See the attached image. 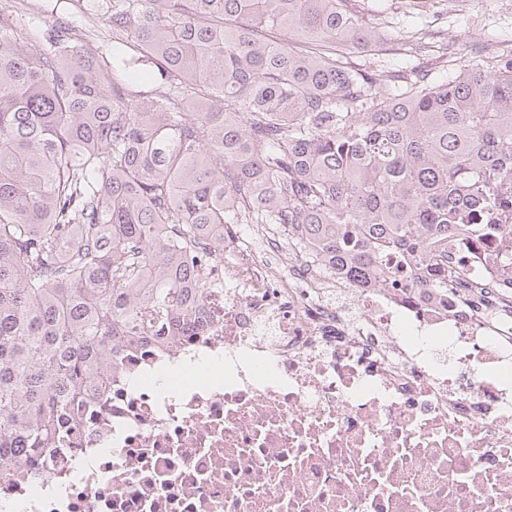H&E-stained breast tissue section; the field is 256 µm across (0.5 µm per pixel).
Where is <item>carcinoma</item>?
<instances>
[{
  "instance_id": "obj_1",
  "label": "carcinoma",
  "mask_w": 512,
  "mask_h": 512,
  "mask_svg": "<svg viewBox=\"0 0 512 512\" xmlns=\"http://www.w3.org/2000/svg\"><path fill=\"white\" fill-rule=\"evenodd\" d=\"M112 33L0 12V476L62 446L118 348L169 340L226 224H294L365 285L429 279L466 225L512 278V59L371 70L426 52L359 0H75ZM155 270L141 288L138 270Z\"/></svg>"
}]
</instances>
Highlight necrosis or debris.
Returning a JSON list of instances; mask_svg holds the SVG:
<instances>
[{"label": "necrosis or debris", "instance_id": "obj_1", "mask_svg": "<svg viewBox=\"0 0 512 512\" xmlns=\"http://www.w3.org/2000/svg\"><path fill=\"white\" fill-rule=\"evenodd\" d=\"M434 296L390 255L362 286L291 224L224 227L174 341L112 361L10 512H512V282L449 245Z\"/></svg>", "mask_w": 512, "mask_h": 512}]
</instances>
